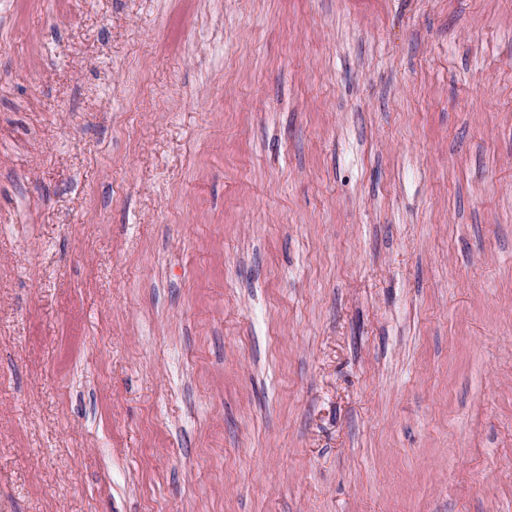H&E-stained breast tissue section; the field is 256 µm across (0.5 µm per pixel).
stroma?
I'll use <instances>...</instances> for the list:
<instances>
[{"instance_id":"35a3bbf8","label":"stroma","mask_w":512,"mask_h":512,"mask_svg":"<svg viewBox=\"0 0 512 512\" xmlns=\"http://www.w3.org/2000/svg\"><path fill=\"white\" fill-rule=\"evenodd\" d=\"M0 512H512V0H0Z\"/></svg>"}]
</instances>
